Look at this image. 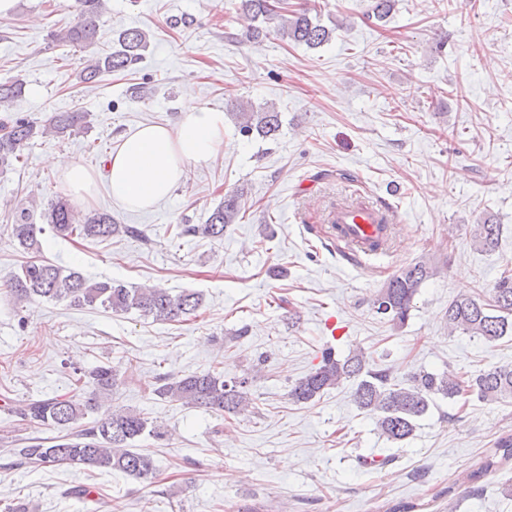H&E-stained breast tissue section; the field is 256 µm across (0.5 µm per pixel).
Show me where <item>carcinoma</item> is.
I'll list each match as a JSON object with an SVG mask.
<instances>
[{"mask_svg":"<svg viewBox=\"0 0 512 512\" xmlns=\"http://www.w3.org/2000/svg\"><path fill=\"white\" fill-rule=\"evenodd\" d=\"M106 0H76V19L66 29L51 34L54 42L88 48L96 44V18L105 9ZM395 7V0H371L365 12L367 19L384 20ZM237 8L256 22L248 37L257 40L271 32L283 39L309 48H318L332 40L335 29L320 23L313 12L317 4L305 0L295 9L280 5L278 0H240ZM149 44V33L138 28L119 32L116 47L88 59L79 72L80 82L96 81L104 73L126 72L143 58ZM23 82H0V108L12 106L22 96ZM82 112H56L45 123L16 118L0 125V169L6 170L22 158L23 149L36 138L63 137L84 123ZM240 131H254L273 136L281 127L280 113L267 106L260 111L244 110L237 115ZM241 208L235 194L224 196L204 224H182L179 235L224 237V230L237 219ZM48 228L57 237L73 236L105 240L122 232L134 235L138 230L130 225L116 224L104 212L81 215L67 199L59 196L44 213ZM500 225L484 222L476 226L474 243L483 250H493L499 241ZM45 227L30 220L29 209L16 214L12 233L20 250L35 254L41 250L40 235ZM434 275V269L418 261L393 274L374 302L376 314L395 324L408 319L413 301L421 284ZM8 295L15 304L35 298L47 301H67L78 307L102 308L114 314L133 310L156 321H177L195 314L202 304L200 294H171L158 286L127 287L108 278L91 279L82 273L57 264L28 261L7 280ZM448 330L462 331L485 342H495L512 334V270H504L492 289L491 297L460 296L448 304ZM118 370L100 365L82 374L77 383L87 390L66 397L37 398L21 401L14 413L31 423L48 424L59 435L44 445L36 441L22 449L21 456L33 464L56 466L60 463L85 471H117L152 482L155 464L152 456L132 447L148 435L161 440L166 433L143 413L115 410L85 424L83 420L95 413L100 399L112 395L117 386ZM350 382L356 406L372 414L380 434L392 442H402L414 435L418 419L429 409L433 397L440 395L453 400L471 394L485 402H500L512 398V363L494 366L476 376L465 378L454 372L433 374L424 370L412 372L403 381L369 368L363 353L336 358L332 348L321 351V360L288 391V400L308 404L331 388ZM249 379L227 381L224 374L208 370L184 377H157L151 392L160 398L213 409L228 414H242L251 405ZM512 461V436L496 442L494 451L468 474L471 491L481 490L478 483L501 464Z\"/></svg>","mask_w":512,"mask_h":512,"instance_id":"cac0c4a2","label":"carcinoma"}]
</instances>
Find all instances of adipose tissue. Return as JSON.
Wrapping results in <instances>:
<instances>
[{
  "mask_svg": "<svg viewBox=\"0 0 512 512\" xmlns=\"http://www.w3.org/2000/svg\"><path fill=\"white\" fill-rule=\"evenodd\" d=\"M177 128L142 125L129 132L109 156L105 172L63 160H53L71 197L87 203L99 183H106L115 204L129 211H149L166 199L188 166L204 165L224 146V115L183 105Z\"/></svg>",
  "mask_w": 512,
  "mask_h": 512,
  "instance_id": "1",
  "label": "adipose tissue"
}]
</instances>
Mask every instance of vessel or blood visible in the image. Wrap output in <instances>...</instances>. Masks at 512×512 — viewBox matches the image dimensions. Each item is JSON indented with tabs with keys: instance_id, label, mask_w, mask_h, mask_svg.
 <instances>
[{
	"instance_id": "obj_1",
	"label": "vessel or blood",
	"mask_w": 512,
	"mask_h": 512,
	"mask_svg": "<svg viewBox=\"0 0 512 512\" xmlns=\"http://www.w3.org/2000/svg\"><path fill=\"white\" fill-rule=\"evenodd\" d=\"M394 220L393 211L351 199L337 202L327 215L337 250L360 266L369 265L389 250Z\"/></svg>"
}]
</instances>
